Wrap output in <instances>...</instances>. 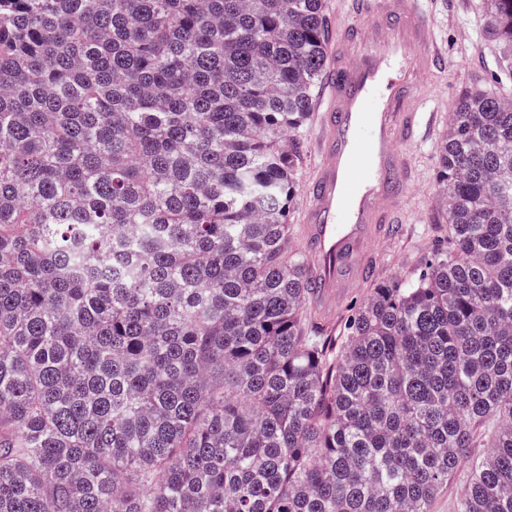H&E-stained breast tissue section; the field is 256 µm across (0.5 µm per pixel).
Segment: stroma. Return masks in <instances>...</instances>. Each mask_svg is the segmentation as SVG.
I'll list each match as a JSON object with an SVG mask.
<instances>
[{"mask_svg":"<svg viewBox=\"0 0 512 512\" xmlns=\"http://www.w3.org/2000/svg\"><path fill=\"white\" fill-rule=\"evenodd\" d=\"M424 9L434 27L430 50L441 64L422 76L413 103L421 110L435 111L437 118L422 141L405 148L410 176L399 214L401 231L372 246L378 281L411 276L436 253L440 237L436 227L439 146L448 129V117L463 93L479 88L512 95V81L497 79L511 54L488 30L483 0H424ZM318 135V121L310 119L300 141L299 190L288 215L294 225L300 224L307 202L306 189L317 163Z\"/></svg>","mask_w":512,"mask_h":512,"instance_id":"stroma-1","label":"stroma"}]
</instances>
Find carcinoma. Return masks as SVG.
Returning a JSON list of instances; mask_svg holds the SVG:
<instances>
[{
    "instance_id": "obj_1",
    "label": "carcinoma",
    "mask_w": 512,
    "mask_h": 512,
    "mask_svg": "<svg viewBox=\"0 0 512 512\" xmlns=\"http://www.w3.org/2000/svg\"><path fill=\"white\" fill-rule=\"evenodd\" d=\"M512 48V0H486ZM325 0H0V512H512V101L422 274L320 326L289 204ZM470 468L471 462L462 465L461 471L432 502L431 512H455L456 496L460 490V482L463 476L466 477L469 474Z\"/></svg>"
}]
</instances>
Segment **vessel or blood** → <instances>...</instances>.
<instances>
[{"mask_svg": "<svg viewBox=\"0 0 512 512\" xmlns=\"http://www.w3.org/2000/svg\"><path fill=\"white\" fill-rule=\"evenodd\" d=\"M365 29L342 26L328 45L319 106L318 162L302 212L318 311L372 273L369 244L396 223L407 185L402 145L423 138L431 114L412 104L432 24L420 0H361Z\"/></svg>", "mask_w": 512, "mask_h": 512, "instance_id": "1", "label": "vessel or blood"}]
</instances>
